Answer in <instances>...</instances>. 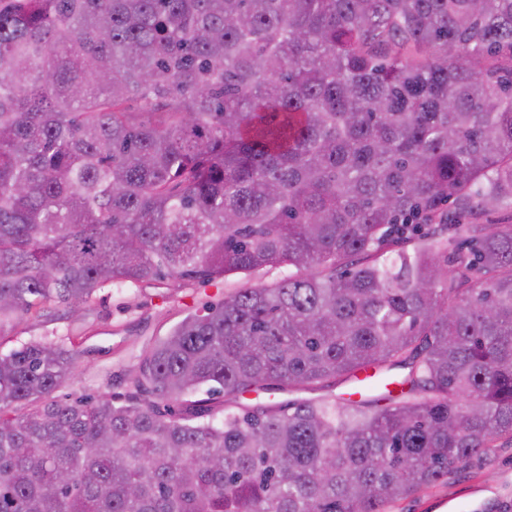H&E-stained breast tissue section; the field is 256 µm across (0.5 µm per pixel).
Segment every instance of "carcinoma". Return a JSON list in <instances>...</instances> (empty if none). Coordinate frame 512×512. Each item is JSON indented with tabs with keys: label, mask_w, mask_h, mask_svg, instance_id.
I'll return each instance as SVG.
<instances>
[{
	"label": "carcinoma",
	"mask_w": 512,
	"mask_h": 512,
	"mask_svg": "<svg viewBox=\"0 0 512 512\" xmlns=\"http://www.w3.org/2000/svg\"><path fill=\"white\" fill-rule=\"evenodd\" d=\"M503 205L512 0H0V336L295 269L187 315L122 398L55 397L63 345L0 353V512H393L512 443ZM351 383L344 382L339 383L333 388H326L322 390H293L290 392H281V391H259L258 393H250L245 395V399L242 400L243 403L247 404H256L259 402H287V401H295L300 399H307L317 397L319 395L325 394L327 392L332 391L333 393L339 394L343 392L351 391Z\"/></svg>",
	"instance_id": "cac0c4a2"
}]
</instances>
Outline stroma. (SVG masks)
I'll return each mask as SVG.
<instances>
[{"label": "stroma", "mask_w": 512, "mask_h": 512, "mask_svg": "<svg viewBox=\"0 0 512 512\" xmlns=\"http://www.w3.org/2000/svg\"><path fill=\"white\" fill-rule=\"evenodd\" d=\"M285 269L238 274L214 282L163 281L152 285L112 284L74 315L51 306L18 322L0 337V352L41 341L76 352L75 375L60 396L125 394L139 355L164 337L191 310L222 300L239 288L270 286ZM396 512H512V445L494 449L459 472L401 501Z\"/></svg>", "instance_id": "obj_1"}]
</instances>
